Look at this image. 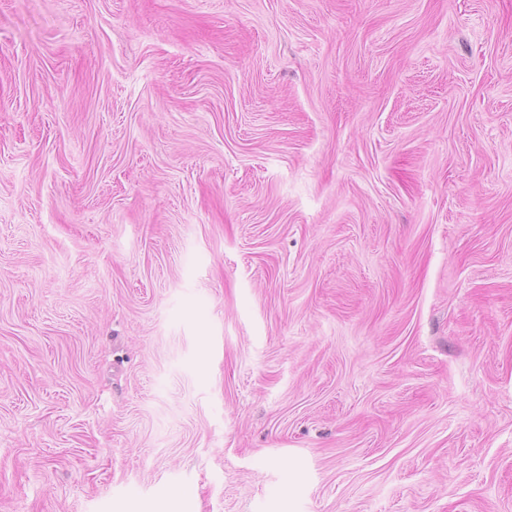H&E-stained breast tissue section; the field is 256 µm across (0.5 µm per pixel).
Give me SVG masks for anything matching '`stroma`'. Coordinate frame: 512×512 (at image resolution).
Segmentation results:
<instances>
[{"label": "stroma", "mask_w": 512, "mask_h": 512, "mask_svg": "<svg viewBox=\"0 0 512 512\" xmlns=\"http://www.w3.org/2000/svg\"><path fill=\"white\" fill-rule=\"evenodd\" d=\"M0 512H512V0H0Z\"/></svg>", "instance_id": "stroma-1"}]
</instances>
